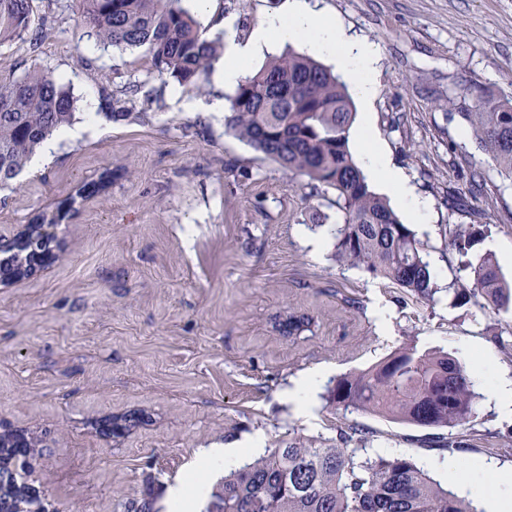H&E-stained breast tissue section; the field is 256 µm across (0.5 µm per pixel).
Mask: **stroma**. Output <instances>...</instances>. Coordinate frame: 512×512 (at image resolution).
<instances>
[{
    "label": "stroma",
    "mask_w": 512,
    "mask_h": 512,
    "mask_svg": "<svg viewBox=\"0 0 512 512\" xmlns=\"http://www.w3.org/2000/svg\"><path fill=\"white\" fill-rule=\"evenodd\" d=\"M282 0H217L216 12L183 0L198 25L214 14L247 36ZM352 35L384 48L372 105L379 143L429 205L413 230L427 247L439 284L457 272L449 233L483 214L472 256L498 257L512 283V179L501 176L461 120H449L450 94L475 86L512 97V0H311ZM33 24H47L37 50L0 44V80L51 73L70 89L74 119L87 98L102 101L128 82L158 101H137L115 121L100 115L83 140L62 145L54 162L25 171L0 190V234L23 230L79 187L111 170L112 183L55 225L51 265L0 283V428L41 435L28 480L53 512H128L151 501L169 512V490L213 444L263 448L315 439L332 445L340 428H366L369 455H403L437 482L448 464L484 462L512 469V418L476 377V410L455 428H423L326 401L328 382L365 369L407 343L464 361L489 357L512 375V354L494 334H512V310L480 313L453 306L447 293L428 303L386 280L337 262L334 247L313 258L312 237L333 236L335 220L316 223L301 179L225 131L224 115L203 109L213 81L182 86L158 76L144 50L104 45L83 28L79 0H35ZM197 101L188 110L174 90ZM483 189L450 211L447 191L467 190L472 171ZM353 297L359 309L346 306ZM312 317L310 330L285 336L289 313ZM322 368L311 414L299 416L283 393ZM139 413L146 424L116 437L101 420ZM462 439L459 448L448 438Z\"/></svg>",
    "instance_id": "1"
}]
</instances>
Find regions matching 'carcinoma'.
<instances>
[{
  "mask_svg": "<svg viewBox=\"0 0 512 512\" xmlns=\"http://www.w3.org/2000/svg\"><path fill=\"white\" fill-rule=\"evenodd\" d=\"M83 23L118 48L144 47L158 75L200 86L218 58L224 33L202 36L181 0H79ZM33 0H0V42L27 40L37 47L46 23L31 27ZM139 82L125 98H104L109 116L129 115ZM450 118H460L479 150L512 178V99L467 90L448 97ZM74 100L56 78L29 71L0 81V188L24 170L41 142L70 123ZM356 110L348 87L325 65L287 46L239 81L230 97L225 125L236 137L284 170L305 179L307 197L336 209V261L363 267L405 293L428 302L443 288L433 277L424 243L404 224L387 198L371 189L349 147ZM91 184L44 210L31 221L35 240L53 246L41 226L61 224L78 212L79 201L99 191ZM474 230L456 228L452 246L470 270L472 287L448 283L453 302L478 310L512 307V286L492 256L471 259ZM312 317L291 314L282 330L297 336ZM473 374L444 352L406 345L365 370L336 379L327 402L338 410L361 411L427 428L463 426L475 413ZM366 431H341L338 445L295 441L270 448L224 476V512H477L471 502L441 486L403 455L371 457L361 448Z\"/></svg>",
  "mask_w": 512,
  "mask_h": 512,
  "instance_id": "cac0c4a2",
  "label": "carcinoma"
}]
</instances>
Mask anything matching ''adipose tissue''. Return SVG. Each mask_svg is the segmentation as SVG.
<instances>
[{"label": "adipose tissue", "instance_id": "adipose-tissue-1", "mask_svg": "<svg viewBox=\"0 0 512 512\" xmlns=\"http://www.w3.org/2000/svg\"><path fill=\"white\" fill-rule=\"evenodd\" d=\"M304 42L309 52L335 60L336 68L350 85L363 106H370L379 88V65L383 49L377 42L359 40L347 35L335 17L314 10L308 0H283L276 14L263 18L247 39L229 36L223 41L224 63L213 74L215 83L231 86L238 83L244 63L258 50L269 44L285 45ZM96 129L95 108L86 104L83 122L61 127L52 138L45 140L31 158V170H39L52 163L61 143L76 141ZM350 137L361 153V170L370 185L392 191L397 205L415 223L426 221L425 203L416 197L403 173L391 165L373 133L370 114H363L360 126ZM259 444L244 448L216 446L202 449L194 466L174 487L170 506L173 512H191L205 489L208 478L224 467L238 464L247 453L259 452ZM450 483L461 485L473 496L482 499L487 512H512V475H492L486 466L472 468L468 475L459 476L449 470Z\"/></svg>", "mask_w": 512, "mask_h": 512}]
</instances>
